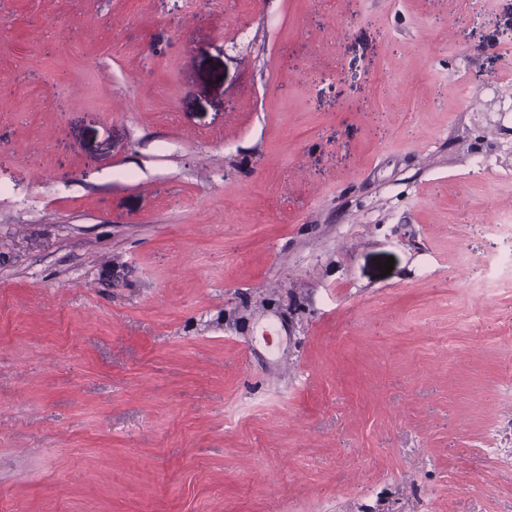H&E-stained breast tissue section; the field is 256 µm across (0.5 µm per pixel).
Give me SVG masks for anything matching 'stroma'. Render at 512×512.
Returning a JSON list of instances; mask_svg holds the SVG:
<instances>
[{"label":"stroma","mask_w":512,"mask_h":512,"mask_svg":"<svg viewBox=\"0 0 512 512\" xmlns=\"http://www.w3.org/2000/svg\"><path fill=\"white\" fill-rule=\"evenodd\" d=\"M500 97L512 0H0V512H512Z\"/></svg>","instance_id":"35a3bbf8"}]
</instances>
